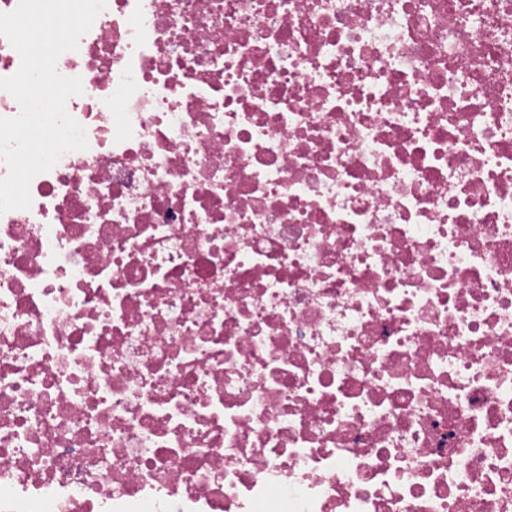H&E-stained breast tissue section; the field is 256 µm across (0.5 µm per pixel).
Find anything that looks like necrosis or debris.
Segmentation results:
<instances>
[{
	"instance_id": "1",
	"label": "necrosis or debris",
	"mask_w": 512,
	"mask_h": 512,
	"mask_svg": "<svg viewBox=\"0 0 512 512\" xmlns=\"http://www.w3.org/2000/svg\"><path fill=\"white\" fill-rule=\"evenodd\" d=\"M56 71L0 512H512V0H107Z\"/></svg>"
}]
</instances>
